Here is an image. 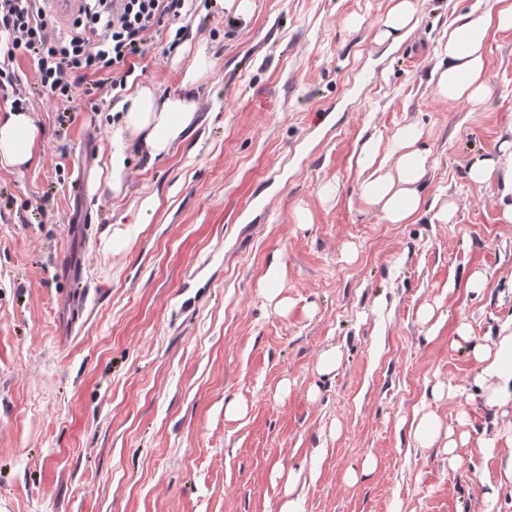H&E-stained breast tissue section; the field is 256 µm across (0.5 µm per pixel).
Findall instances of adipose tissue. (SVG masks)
<instances>
[{"label": "adipose tissue", "instance_id": "obj_1", "mask_svg": "<svg viewBox=\"0 0 512 512\" xmlns=\"http://www.w3.org/2000/svg\"><path fill=\"white\" fill-rule=\"evenodd\" d=\"M495 28H512V0H494L488 12L462 15L449 27L443 49L447 64L436 82L440 97L467 100L475 109L483 106L486 88L482 50ZM212 64V53L206 46H198L178 90L161 98L150 87L142 86L118 103V118L112 124V155L108 167L97 176V186L119 192L132 155L160 157L183 139L197 110L194 93ZM419 137L416 126L400 130L388 155L393 163L388 171L376 164L379 146L375 140L365 142L359 153L358 166L367 173L362 194L379 205L385 220L392 224L408 223L423 205L418 184L426 173L429 157L417 149ZM40 139L41 130L30 112L0 117V167L20 170L37 164ZM475 355L482 365V375L495 381L489 404H512V335L499 337L493 347L476 348Z\"/></svg>", "mask_w": 512, "mask_h": 512}]
</instances>
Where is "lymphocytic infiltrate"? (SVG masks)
I'll return each instance as SVG.
<instances>
[{"label": "lymphocytic infiltrate", "mask_w": 512, "mask_h": 512, "mask_svg": "<svg viewBox=\"0 0 512 512\" xmlns=\"http://www.w3.org/2000/svg\"><path fill=\"white\" fill-rule=\"evenodd\" d=\"M47 0H0V31L7 58L31 53L41 87L55 101L73 99L90 75L123 89L133 61L169 21L211 8L212 0H83L69 30L60 35L46 21Z\"/></svg>", "instance_id": "1"}]
</instances>
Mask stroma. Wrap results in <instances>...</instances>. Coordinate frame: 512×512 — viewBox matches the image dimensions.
Masks as SVG:
<instances>
[{
    "instance_id": "1",
    "label": "stroma",
    "mask_w": 512,
    "mask_h": 512,
    "mask_svg": "<svg viewBox=\"0 0 512 512\" xmlns=\"http://www.w3.org/2000/svg\"><path fill=\"white\" fill-rule=\"evenodd\" d=\"M390 4L254 0L243 28L222 0L188 14L126 87L166 96L203 44L198 110L116 196L94 186L111 89L90 77L58 105L17 55L42 140L36 166L0 168V512H512V407L488 404L474 355L512 332V224L501 184L468 176L512 139V29L483 49L475 111L432 75L449 25L494 0H418L396 44L377 37ZM409 124L425 204L390 224L356 159ZM276 257L283 311L263 284ZM427 413L465 466L409 436Z\"/></svg>"
}]
</instances>
